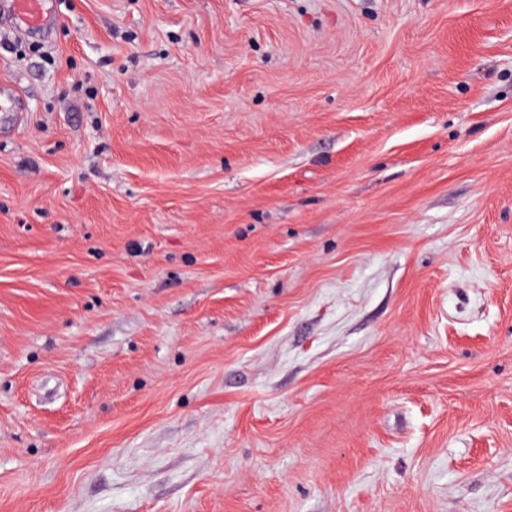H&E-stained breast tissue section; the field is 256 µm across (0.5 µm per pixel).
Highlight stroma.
<instances>
[{
    "mask_svg": "<svg viewBox=\"0 0 512 512\" xmlns=\"http://www.w3.org/2000/svg\"><path fill=\"white\" fill-rule=\"evenodd\" d=\"M0 25V512H512V0H51Z\"/></svg>",
    "mask_w": 512,
    "mask_h": 512,
    "instance_id": "obj_1",
    "label": "stroma"
}]
</instances>
